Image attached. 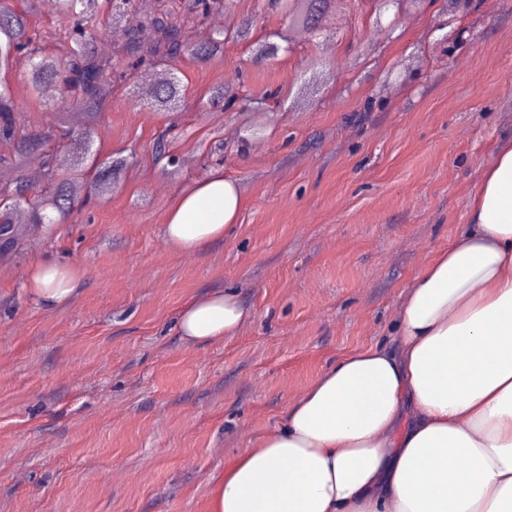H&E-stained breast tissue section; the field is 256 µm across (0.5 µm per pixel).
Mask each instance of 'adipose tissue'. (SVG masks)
Instances as JSON below:
<instances>
[{"label":"adipose tissue","mask_w":512,"mask_h":512,"mask_svg":"<svg viewBox=\"0 0 512 512\" xmlns=\"http://www.w3.org/2000/svg\"><path fill=\"white\" fill-rule=\"evenodd\" d=\"M242 204L213 173L179 197L165 237L201 252L232 232ZM468 212L406 289L397 350L372 346L328 367L275 434L225 468L210 512H512V139ZM80 276L47 259L25 289L54 308ZM249 316L227 290L187 303L177 328L200 345Z\"/></svg>","instance_id":"obj_1"}]
</instances>
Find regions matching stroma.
I'll use <instances>...</instances> for the list:
<instances>
[{"label":"stroma","instance_id":"obj_1","mask_svg":"<svg viewBox=\"0 0 512 512\" xmlns=\"http://www.w3.org/2000/svg\"><path fill=\"white\" fill-rule=\"evenodd\" d=\"M112 103L92 152L125 161L112 193L59 224H22L0 252V512H210L224 469L276 432L327 367L394 348L413 276L468 221L498 143L512 136V0H332L319 36L269 0H131L107 25ZM222 16L205 63L163 55L131 67L130 34L152 17L185 41ZM251 36L235 39L242 22ZM46 52L65 57L73 21L28 0ZM292 48L257 62L252 42ZM177 67L186 96L157 112L140 75ZM7 75L32 134L61 103ZM268 104L203 108L213 87ZM169 133L181 162L152 154ZM222 170L243 197L232 233L196 254L171 248L176 199ZM53 256L84 271L61 307L24 283ZM234 290L251 311L234 336L191 346L182 306Z\"/></svg>","mask_w":512,"mask_h":512}]
</instances>
